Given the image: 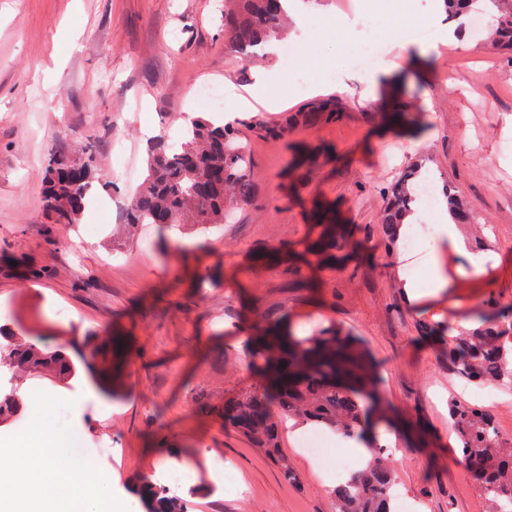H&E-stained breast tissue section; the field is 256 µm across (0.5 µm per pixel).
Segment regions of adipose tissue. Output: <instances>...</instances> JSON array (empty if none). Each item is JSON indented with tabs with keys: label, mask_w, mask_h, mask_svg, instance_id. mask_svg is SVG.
Here are the masks:
<instances>
[{
	"label": "adipose tissue",
	"mask_w": 512,
	"mask_h": 512,
	"mask_svg": "<svg viewBox=\"0 0 512 512\" xmlns=\"http://www.w3.org/2000/svg\"><path fill=\"white\" fill-rule=\"evenodd\" d=\"M110 475L75 462L64 434L32 429L0 443V512H116Z\"/></svg>",
	"instance_id": "adipose-tissue-1"
}]
</instances>
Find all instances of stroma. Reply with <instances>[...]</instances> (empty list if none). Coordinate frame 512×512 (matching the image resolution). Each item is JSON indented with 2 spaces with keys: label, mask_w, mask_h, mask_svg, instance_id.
I'll use <instances>...</instances> for the list:
<instances>
[{
  "label": "stroma",
  "mask_w": 512,
  "mask_h": 512,
  "mask_svg": "<svg viewBox=\"0 0 512 512\" xmlns=\"http://www.w3.org/2000/svg\"><path fill=\"white\" fill-rule=\"evenodd\" d=\"M220 0H0V308L5 330L53 349L121 338L123 355L73 387L25 377L19 416L0 438L45 422L108 441L94 459L112 476L123 512H141L127 484L137 474L190 469L208 486L190 512H333L335 470L324 467L284 429L280 445L300 478L285 481L262 449L225 428L216 411L252 389L258 376L246 342L260 317L292 333L329 323L359 337L370 352L391 419L379 423L381 448L395 449L394 492L418 512H485L459 461L448 399L489 411L512 443V393L461 390L421 328L475 322L489 301L512 303V55L488 32L465 45L431 41L400 50L388 16L365 31L285 38L308 79L320 67L336 82L311 93L285 76L278 53L244 62L220 21ZM381 60L359 68L363 38ZM272 76L288 96L277 111L236 102ZM232 93L225 110L252 162L254 197L230 223L176 229L120 225L138 178L112 171V143L124 137L138 158L145 138L178 133L188 113H209L198 86ZM335 98L340 119L316 127L291 117L315 97ZM406 118L391 123L394 106ZM92 144L96 170L80 223H49L43 178L51 154ZM453 182L472 211L468 241H481L485 272L449 252L448 294L407 300L401 277L426 284L434 242L414 263L396 266L381 224L385 190L413 165ZM96 224L109 234H92ZM337 225L345 247L311 246L322 225ZM85 234L73 253L65 237ZM69 408L62 421L61 408Z\"/></svg>",
  "instance_id": "stroma-1"
}]
</instances>
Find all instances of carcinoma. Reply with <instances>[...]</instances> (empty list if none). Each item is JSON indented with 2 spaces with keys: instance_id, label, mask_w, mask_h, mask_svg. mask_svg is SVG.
<instances>
[{
  "instance_id": "cac0c4a2",
  "label": "carcinoma",
  "mask_w": 512,
  "mask_h": 512,
  "mask_svg": "<svg viewBox=\"0 0 512 512\" xmlns=\"http://www.w3.org/2000/svg\"><path fill=\"white\" fill-rule=\"evenodd\" d=\"M448 18L462 30L477 13L490 18L494 46L512 50V0H444ZM287 11L283 0H224V34L249 57L271 38L283 34ZM341 116L333 99L308 104L297 120L305 126L332 122ZM181 141L164 135L150 139L146 173L130 202L126 225L171 227L175 224H222L232 202L253 198L251 161L238 141V129L205 117L186 120ZM95 151L74 155L58 151L46 168L43 207L54 224H77L83 214L94 176ZM429 170L406 171L386 195L381 224L390 241L402 217L415 212L421 184ZM439 195L448 201L455 220L469 213L455 187L444 183ZM441 340L440 354L448 372L463 384L512 383V312L492 308L479 322L457 334L424 326ZM248 349L250 363L260 372L259 386L224 399L219 411L224 426L249 438L279 467L282 477L300 480L280 448L281 423L298 418L317 428L349 436L362 434L369 419L383 418L389 407L378 389L375 366L361 342L334 325L301 336H280L266 320L256 321ZM106 348L92 344L73 356L65 347L45 349L37 343L0 331V367L23 376H38L67 384L104 357ZM23 409L20 393L0 396V418ZM448 423L454 429L463 462L487 501V512H512V446L503 442L492 415L464 399H448ZM131 486L144 512H188V498L198 487L172 489L142 475ZM393 470L388 459L372 455L333 490L335 512H395Z\"/></svg>"
}]
</instances>
